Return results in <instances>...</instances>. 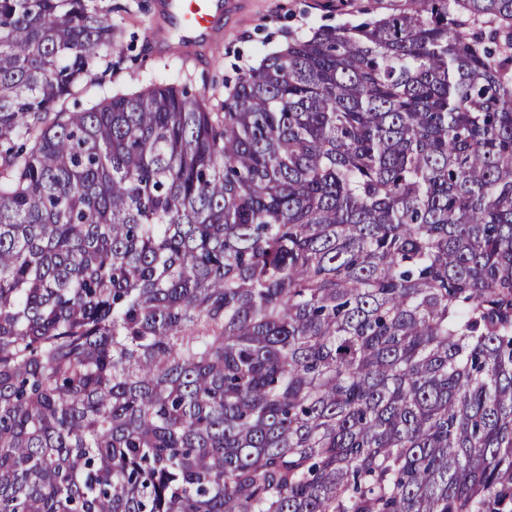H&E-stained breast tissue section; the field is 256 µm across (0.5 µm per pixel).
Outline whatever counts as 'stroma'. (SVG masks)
Wrapping results in <instances>:
<instances>
[{
	"mask_svg": "<svg viewBox=\"0 0 512 512\" xmlns=\"http://www.w3.org/2000/svg\"><path fill=\"white\" fill-rule=\"evenodd\" d=\"M99 4L112 24L122 29V43L104 50L86 90L66 101L69 110L163 77L204 90L211 105H220L228 95L227 82L257 65L264 53L283 47L289 33L380 13L391 0H239L224 22L219 43L198 58L178 51L179 38L173 33L168 36L171 53L153 55L151 39L159 26L154 0H99Z\"/></svg>",
	"mask_w": 512,
	"mask_h": 512,
	"instance_id": "1",
	"label": "stroma"
}]
</instances>
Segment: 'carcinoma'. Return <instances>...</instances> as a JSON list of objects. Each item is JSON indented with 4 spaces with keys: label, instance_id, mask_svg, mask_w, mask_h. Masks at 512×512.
<instances>
[{
    "label": "carcinoma",
    "instance_id": "carcinoma-1",
    "mask_svg": "<svg viewBox=\"0 0 512 512\" xmlns=\"http://www.w3.org/2000/svg\"><path fill=\"white\" fill-rule=\"evenodd\" d=\"M120 39L0 0V512H512V0L48 119Z\"/></svg>",
    "mask_w": 512,
    "mask_h": 512
}]
</instances>
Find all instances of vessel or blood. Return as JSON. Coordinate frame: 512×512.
<instances>
[{
  "label": "vessel or blood",
  "instance_id": "b4317fda",
  "mask_svg": "<svg viewBox=\"0 0 512 512\" xmlns=\"http://www.w3.org/2000/svg\"><path fill=\"white\" fill-rule=\"evenodd\" d=\"M161 6L186 43L209 39L224 16V0H161Z\"/></svg>",
  "mask_w": 512,
  "mask_h": 512
}]
</instances>
